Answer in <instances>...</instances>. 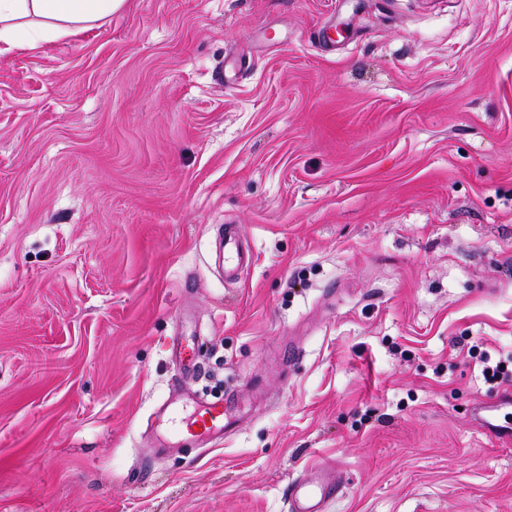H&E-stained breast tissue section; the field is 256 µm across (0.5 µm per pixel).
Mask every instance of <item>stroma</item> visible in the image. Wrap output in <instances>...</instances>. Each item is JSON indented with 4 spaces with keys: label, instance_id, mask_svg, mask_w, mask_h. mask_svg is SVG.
I'll list each match as a JSON object with an SVG mask.
<instances>
[{
    "label": "stroma",
    "instance_id": "35a3bbf8",
    "mask_svg": "<svg viewBox=\"0 0 512 512\" xmlns=\"http://www.w3.org/2000/svg\"><path fill=\"white\" fill-rule=\"evenodd\" d=\"M253 262L216 273L219 225ZM197 324L224 445L161 455ZM512 0H126L0 55V512H512ZM195 336H182L176 348V360L179 365V381L195 377L199 373V366L196 363L191 342ZM482 363V376L486 382L497 385L511 384L512 362L510 360H498L490 364L489 359H485ZM505 406H512V393L511 391H507L504 393L497 403L494 405L486 407L487 415L482 418L483 424L487 427V429L491 432H494L495 434L499 435L502 438H506L508 441L512 440V428L506 431H501V426L499 424H495L493 422H496L495 413L499 411L502 407ZM340 473L333 466L316 465L288 485L290 512H326L342 491Z\"/></svg>",
    "mask_w": 512,
    "mask_h": 512
}]
</instances>
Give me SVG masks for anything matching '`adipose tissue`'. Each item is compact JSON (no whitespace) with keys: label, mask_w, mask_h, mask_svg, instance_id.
I'll use <instances>...</instances> for the list:
<instances>
[{"label":"adipose tissue","mask_w":512,"mask_h":512,"mask_svg":"<svg viewBox=\"0 0 512 512\" xmlns=\"http://www.w3.org/2000/svg\"><path fill=\"white\" fill-rule=\"evenodd\" d=\"M125 0H0V54L93 28Z\"/></svg>","instance_id":"ef3b65f1"}]
</instances>
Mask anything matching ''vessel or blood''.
<instances>
[{"mask_svg":"<svg viewBox=\"0 0 512 512\" xmlns=\"http://www.w3.org/2000/svg\"><path fill=\"white\" fill-rule=\"evenodd\" d=\"M252 247L247 236L235 224L225 225L223 230L221 265L225 279H238L252 262ZM191 337H182L176 348L180 379L195 377L199 366L191 347ZM239 419L237 410L222 402L196 404L185 418L173 421L175 430L186 437L209 444L229 436ZM342 490L340 473L329 465H316L305 469L288 485L290 512H327L329 503Z\"/></svg>","mask_w":512,"mask_h":512,"instance_id":"1","label":"vessel or blood"}]
</instances>
